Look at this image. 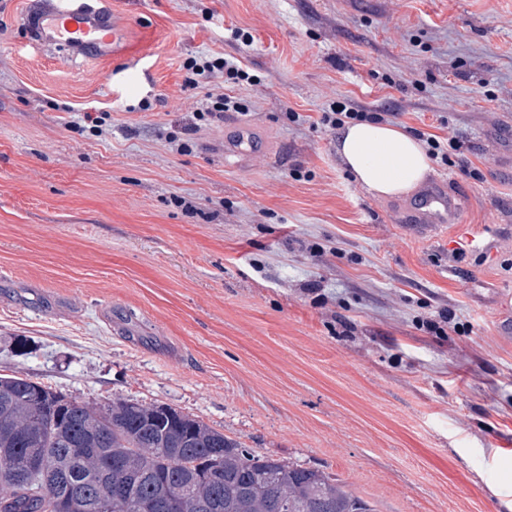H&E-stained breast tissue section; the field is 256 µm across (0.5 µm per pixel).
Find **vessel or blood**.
I'll return each instance as SVG.
<instances>
[{"label": "vessel or blood", "instance_id": "vessel-or-blood-1", "mask_svg": "<svg viewBox=\"0 0 512 512\" xmlns=\"http://www.w3.org/2000/svg\"><path fill=\"white\" fill-rule=\"evenodd\" d=\"M38 12L33 28L37 45H62L92 57L108 58L129 53L128 31L123 22L91 0H33ZM460 215L456 194L445 178L433 179L414 200L404 221L408 224H452Z\"/></svg>", "mask_w": 512, "mask_h": 512}]
</instances>
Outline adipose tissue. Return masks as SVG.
I'll return each mask as SVG.
<instances>
[{"instance_id":"ef3b65f1","label":"adipose tissue","mask_w":512,"mask_h":512,"mask_svg":"<svg viewBox=\"0 0 512 512\" xmlns=\"http://www.w3.org/2000/svg\"><path fill=\"white\" fill-rule=\"evenodd\" d=\"M336 153L355 179L376 196H400L415 190L431 170L421 141L390 123L346 125Z\"/></svg>"}]
</instances>
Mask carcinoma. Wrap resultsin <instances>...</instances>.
<instances>
[{
    "label": "carcinoma",
    "instance_id": "carcinoma-1",
    "mask_svg": "<svg viewBox=\"0 0 512 512\" xmlns=\"http://www.w3.org/2000/svg\"><path fill=\"white\" fill-rule=\"evenodd\" d=\"M375 512L320 469L168 405L79 403L0 374V512Z\"/></svg>",
    "mask_w": 512,
    "mask_h": 512
}]
</instances>
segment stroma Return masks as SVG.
Returning <instances> with one entry per match:
<instances>
[{
  "label": "stroma",
  "mask_w": 512,
  "mask_h": 512,
  "mask_svg": "<svg viewBox=\"0 0 512 512\" xmlns=\"http://www.w3.org/2000/svg\"><path fill=\"white\" fill-rule=\"evenodd\" d=\"M27 4L0 0V374L174 407L378 512H512V0H112L133 52L104 61L33 47ZM201 55L255 75L246 114L197 119ZM343 98L461 140L431 163L456 223L347 172ZM458 201L456 194L448 192V181L437 177L414 200L410 214L395 219L405 224H453L460 215Z\"/></svg>",
  "instance_id": "stroma-1"
}]
</instances>
